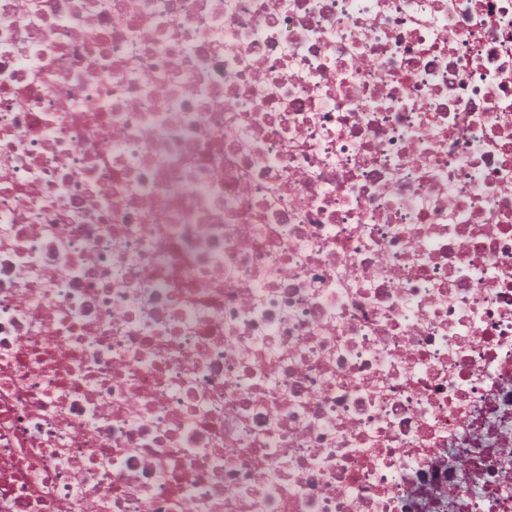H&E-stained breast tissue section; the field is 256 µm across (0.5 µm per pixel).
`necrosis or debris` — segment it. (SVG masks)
Segmentation results:
<instances>
[{
  "label": "necrosis or debris",
  "instance_id": "obj_1",
  "mask_svg": "<svg viewBox=\"0 0 512 512\" xmlns=\"http://www.w3.org/2000/svg\"><path fill=\"white\" fill-rule=\"evenodd\" d=\"M0 512H512V0H0Z\"/></svg>",
  "mask_w": 512,
  "mask_h": 512
}]
</instances>
